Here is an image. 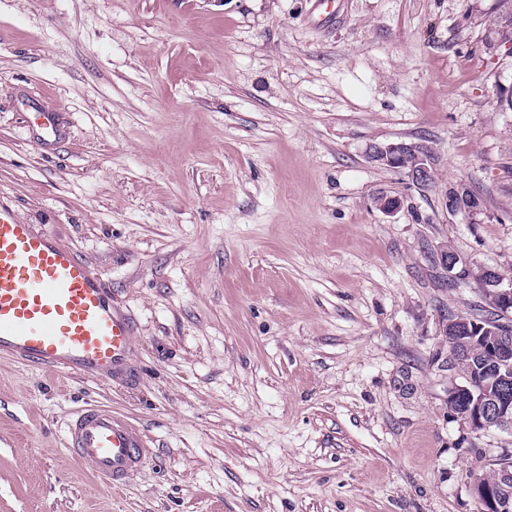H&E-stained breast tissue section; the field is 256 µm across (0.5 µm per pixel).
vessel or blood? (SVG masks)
Returning <instances> with one entry per match:
<instances>
[{"mask_svg":"<svg viewBox=\"0 0 512 512\" xmlns=\"http://www.w3.org/2000/svg\"><path fill=\"white\" fill-rule=\"evenodd\" d=\"M133 336L134 323L101 272L0 202V357L50 375L128 384ZM65 436L69 452L116 489L152 455L137 427L102 406L78 409Z\"/></svg>","mask_w":512,"mask_h":512,"instance_id":"1","label":"vessel or blood"}]
</instances>
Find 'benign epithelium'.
I'll list each match as a JSON object with an SVG mask.
<instances>
[{
  "mask_svg": "<svg viewBox=\"0 0 512 512\" xmlns=\"http://www.w3.org/2000/svg\"><path fill=\"white\" fill-rule=\"evenodd\" d=\"M368 159L389 169L403 173L414 185L426 187L435 177V150L425 142H397L373 145ZM460 188L448 189L445 206L448 212L466 213L473 223L482 214L481 205L461 207L457 202ZM485 304L482 315L450 317L443 324V335L448 337V362L469 355L470 349H484L487 366L480 380L463 377L448 389V411L473 430L491 427L512 431V337L502 332L503 316L512 315V280L492 269L482 271ZM472 493L480 512H512V461L500 463L495 484L476 478Z\"/></svg>",
  "mask_w": 512,
  "mask_h": 512,
  "instance_id": "benign-epithelium-1",
  "label": "benign epithelium"
}]
</instances>
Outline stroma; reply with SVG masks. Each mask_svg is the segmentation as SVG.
<instances>
[{"instance_id":"obj_1","label":"stroma","mask_w":512,"mask_h":512,"mask_svg":"<svg viewBox=\"0 0 512 512\" xmlns=\"http://www.w3.org/2000/svg\"><path fill=\"white\" fill-rule=\"evenodd\" d=\"M511 11L0 0V201L135 322L129 385L0 358V512H478L512 433L448 412L442 328L483 292L441 254L512 279ZM420 140L429 188L368 158ZM88 403L153 449L122 489L66 448Z\"/></svg>"}]
</instances>
